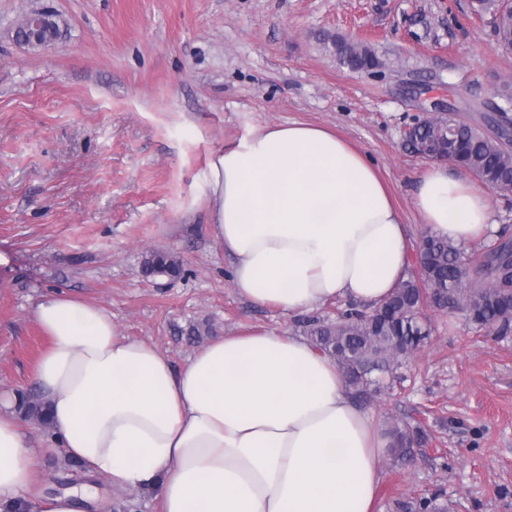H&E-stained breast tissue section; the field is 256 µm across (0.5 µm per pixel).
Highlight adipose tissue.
<instances>
[{
  "label": "adipose tissue",
  "instance_id": "1",
  "mask_svg": "<svg viewBox=\"0 0 512 512\" xmlns=\"http://www.w3.org/2000/svg\"><path fill=\"white\" fill-rule=\"evenodd\" d=\"M210 219L239 295L285 315L379 306L407 271V226L363 152L316 125L250 130L208 161ZM414 206L432 233L483 237L488 194L437 163ZM34 372L64 452L113 492L158 490L163 512H374L391 440L307 338H212L182 367L119 335L97 305L45 296ZM0 397V512H83L94 493L29 496L39 464Z\"/></svg>",
  "mask_w": 512,
  "mask_h": 512
}]
</instances>
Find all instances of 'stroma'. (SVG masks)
<instances>
[{
    "instance_id": "stroma-1",
    "label": "stroma",
    "mask_w": 512,
    "mask_h": 512,
    "mask_svg": "<svg viewBox=\"0 0 512 512\" xmlns=\"http://www.w3.org/2000/svg\"><path fill=\"white\" fill-rule=\"evenodd\" d=\"M43 7L61 31L19 43ZM369 38L377 68L354 72L332 39ZM512 53L470 0H0V393H32L49 345L34 311L54 291L97 304L121 335L174 367L213 337L299 317L248 303L208 222V160L249 130L288 122L333 130L366 153L416 245L427 158L405 131L452 103L482 126ZM180 275L145 274L151 253ZM427 343L393 365L394 387L361 402L382 430L410 432L381 459L375 512H512V327L496 332L431 305ZM39 492L85 487L87 512H160L156 491L113 494L66 456L51 429L22 421ZM38 11L42 14L34 15L31 11H28L25 18L15 29L16 40L31 48L46 47L51 43L46 38V31L49 23H51L50 17L53 15L47 13L45 9Z\"/></svg>"
}]
</instances>
